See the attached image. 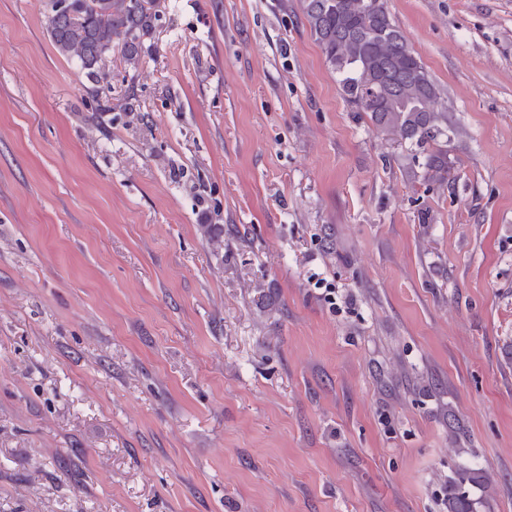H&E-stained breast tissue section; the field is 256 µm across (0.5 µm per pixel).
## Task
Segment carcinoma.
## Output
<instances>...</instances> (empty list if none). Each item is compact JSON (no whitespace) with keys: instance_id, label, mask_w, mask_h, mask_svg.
Returning <instances> with one entry per match:
<instances>
[{"instance_id":"cac0c4a2","label":"carcinoma","mask_w":512,"mask_h":512,"mask_svg":"<svg viewBox=\"0 0 512 512\" xmlns=\"http://www.w3.org/2000/svg\"><path fill=\"white\" fill-rule=\"evenodd\" d=\"M75 18L52 8L46 33L66 59L77 60L99 96L105 60L120 51L126 64L138 62L139 40L155 27L160 0H71ZM306 27L340 76L345 101L364 113L374 130L423 156L422 178L448 181V114L438 108L439 91L421 59L389 13L385 0H299ZM489 473L465 472L448 485V512H474L464 486Z\"/></svg>"}]
</instances>
